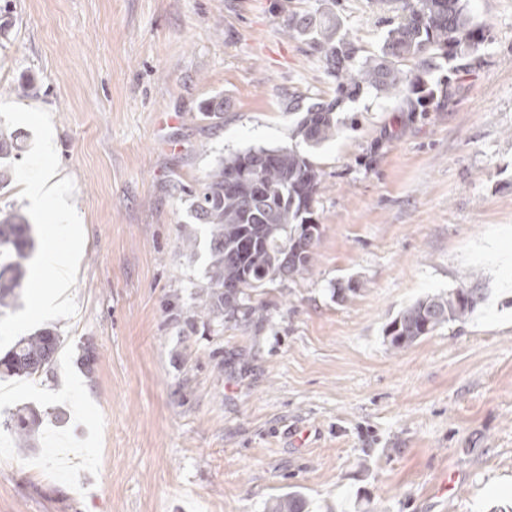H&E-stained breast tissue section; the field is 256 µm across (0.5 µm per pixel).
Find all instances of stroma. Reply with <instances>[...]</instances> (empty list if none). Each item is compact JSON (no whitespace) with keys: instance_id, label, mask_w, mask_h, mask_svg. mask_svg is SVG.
I'll return each instance as SVG.
<instances>
[{"instance_id":"1","label":"stroma","mask_w":512,"mask_h":512,"mask_svg":"<svg viewBox=\"0 0 512 512\" xmlns=\"http://www.w3.org/2000/svg\"><path fill=\"white\" fill-rule=\"evenodd\" d=\"M487 39L413 105L346 102L324 172L309 274L252 293L260 324L197 314L210 229L186 186L250 147L288 145L336 81L292 15L334 13L358 60L380 55L379 0H0V216L37 247L0 354L42 328L37 382L0 381V422L40 416L33 447L0 425V512H506L512 507V0H464ZM52 163L84 229L69 302L37 300L54 248L24 198ZM478 273L488 299L399 354L383 329ZM358 282L336 298L337 286Z\"/></svg>"}]
</instances>
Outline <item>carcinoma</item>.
<instances>
[{
    "mask_svg": "<svg viewBox=\"0 0 512 512\" xmlns=\"http://www.w3.org/2000/svg\"><path fill=\"white\" fill-rule=\"evenodd\" d=\"M397 21L387 30L382 55L355 63L357 48L336 24L319 25L308 15L288 18V32L310 35L311 46L322 53L336 97L308 105L292 138L296 144L248 148L219 160L206 179L189 190L190 217L211 229V261L207 287L197 294V312L218 322L257 323L266 307L251 301L250 293L275 281H294L311 267L313 247L320 238L314 218L323 178L311 151L336 137L345 100L364 91L384 90L396 97L424 101L433 91L423 75L440 68L441 61L464 59L484 40L462 0H399ZM414 60L416 71L400 62ZM305 149H300L299 144ZM35 249L31 225L12 212L0 220V308L18 304L26 288L25 262ZM479 275H466L446 293L420 298L403 308L384 328L390 350L400 352L453 322H462L484 302ZM60 345L50 330L19 339L0 357L1 378H29L52 363ZM38 413L24 409L8 415L6 425L23 448L30 442ZM295 493L276 497L267 512H305Z\"/></svg>",
    "mask_w": 512,
    "mask_h": 512,
    "instance_id": "cac0c4a2",
    "label": "carcinoma"
}]
</instances>
